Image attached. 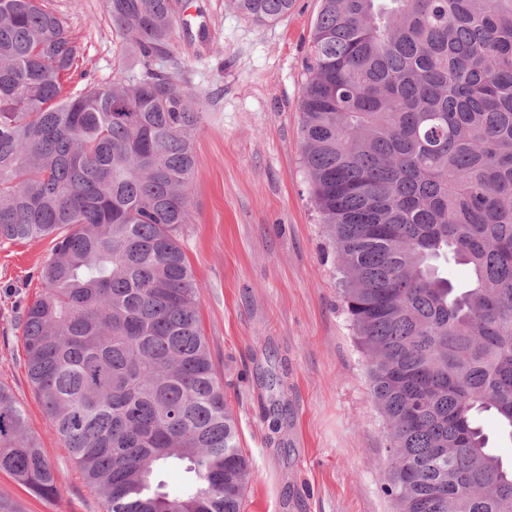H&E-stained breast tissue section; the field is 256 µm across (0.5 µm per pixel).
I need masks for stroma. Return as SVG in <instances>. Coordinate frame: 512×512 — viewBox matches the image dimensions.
Instances as JSON below:
<instances>
[{"label":"stroma","instance_id":"obj_1","mask_svg":"<svg viewBox=\"0 0 512 512\" xmlns=\"http://www.w3.org/2000/svg\"><path fill=\"white\" fill-rule=\"evenodd\" d=\"M78 48L75 96L139 75L105 0H41ZM165 66L204 114L194 140L192 219L180 242L199 285L202 333L250 462L242 512H396L384 494L389 429L369 391L339 294L341 261L301 160L299 100L320 0L259 25L230 0H174ZM50 239L0 240V385L63 476L55 497L0 472L15 512H104L27 376L22 315L41 292Z\"/></svg>","mask_w":512,"mask_h":512}]
</instances>
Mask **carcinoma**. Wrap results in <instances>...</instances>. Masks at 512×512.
<instances>
[{
	"mask_svg": "<svg viewBox=\"0 0 512 512\" xmlns=\"http://www.w3.org/2000/svg\"><path fill=\"white\" fill-rule=\"evenodd\" d=\"M293 3L232 0L263 24ZM106 8L143 71L67 96L63 20L0 0V239L53 242L27 375L106 512H242L250 464L178 239L203 112L153 68L174 3ZM307 71L303 165L390 427L383 490L397 512H512L474 422L492 410L512 437V0H321ZM0 472L44 498L62 482L3 386Z\"/></svg>",
	"mask_w": 512,
	"mask_h": 512,
	"instance_id": "carcinoma-1",
	"label": "carcinoma"
}]
</instances>
